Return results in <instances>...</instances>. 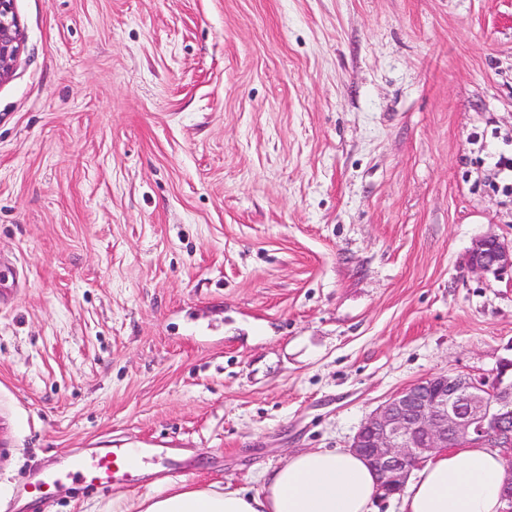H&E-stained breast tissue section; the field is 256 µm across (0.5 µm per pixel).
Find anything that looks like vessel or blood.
Segmentation results:
<instances>
[{
	"label": "vessel or blood",
	"instance_id": "1",
	"mask_svg": "<svg viewBox=\"0 0 512 512\" xmlns=\"http://www.w3.org/2000/svg\"><path fill=\"white\" fill-rule=\"evenodd\" d=\"M147 455L143 448H112L95 456H73L68 470L74 479L92 487H109L134 476Z\"/></svg>",
	"mask_w": 512,
	"mask_h": 512
}]
</instances>
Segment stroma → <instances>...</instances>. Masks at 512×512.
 <instances>
[{"instance_id":"stroma-1","label":"stroma","mask_w":512,"mask_h":512,"mask_svg":"<svg viewBox=\"0 0 512 512\" xmlns=\"http://www.w3.org/2000/svg\"><path fill=\"white\" fill-rule=\"evenodd\" d=\"M0 512L257 492L390 396L512 358V0H15ZM151 449L112 488L34 472ZM468 264L476 273L496 278L510 275L512 279V243L508 245L492 234L476 238L468 250Z\"/></svg>"}]
</instances>
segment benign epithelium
Wrapping results in <instances>:
<instances>
[{
    "mask_svg": "<svg viewBox=\"0 0 512 512\" xmlns=\"http://www.w3.org/2000/svg\"><path fill=\"white\" fill-rule=\"evenodd\" d=\"M21 51L14 0H0V83L13 76ZM468 264L483 275L512 276V244L481 236L468 250ZM462 442L487 443L510 460L504 512H512V359L489 376L439 374L402 389L365 418L350 450L378 474L386 494L395 495L413 470Z\"/></svg>",
    "mask_w": 512,
    "mask_h": 512,
    "instance_id": "1",
    "label": "benign epithelium"
}]
</instances>
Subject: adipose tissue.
Listing matches in <instances>:
<instances>
[{"mask_svg": "<svg viewBox=\"0 0 512 512\" xmlns=\"http://www.w3.org/2000/svg\"><path fill=\"white\" fill-rule=\"evenodd\" d=\"M506 460L484 445L433 455L405 486L399 512H501ZM381 490L350 450L314 448L264 476L256 493L179 488L145 501L141 512H373Z\"/></svg>", "mask_w": 512, "mask_h": 512, "instance_id": "1", "label": "adipose tissue"}]
</instances>
